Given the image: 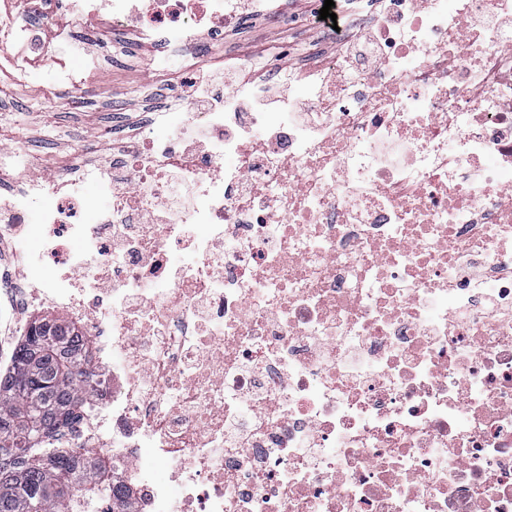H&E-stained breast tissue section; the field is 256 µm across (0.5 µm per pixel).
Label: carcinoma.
<instances>
[{
  "mask_svg": "<svg viewBox=\"0 0 512 512\" xmlns=\"http://www.w3.org/2000/svg\"><path fill=\"white\" fill-rule=\"evenodd\" d=\"M29 324L0 375V512H134L112 457L62 448L56 436L95 411L89 344L59 318Z\"/></svg>",
  "mask_w": 512,
  "mask_h": 512,
  "instance_id": "carcinoma-1",
  "label": "carcinoma"
}]
</instances>
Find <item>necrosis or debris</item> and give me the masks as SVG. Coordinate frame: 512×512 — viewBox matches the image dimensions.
<instances>
[{"mask_svg":"<svg viewBox=\"0 0 512 512\" xmlns=\"http://www.w3.org/2000/svg\"><path fill=\"white\" fill-rule=\"evenodd\" d=\"M31 2L179 47L238 9ZM389 3L378 69L285 71L301 97L252 112L200 88L170 138L59 177L0 147V184L24 183L0 225L65 270L26 307L108 358L62 442L110 449L137 512H512V0ZM35 25L0 15L23 84ZM199 127L209 150L177 154ZM90 183L112 193L95 224Z\"/></svg>","mask_w":512,"mask_h":512,"instance_id":"obj_1","label":"necrosis or debris"}]
</instances>
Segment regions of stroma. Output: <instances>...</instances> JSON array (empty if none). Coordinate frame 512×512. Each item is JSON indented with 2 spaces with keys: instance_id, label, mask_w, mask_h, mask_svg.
<instances>
[{
  "instance_id": "1",
  "label": "stroma",
  "mask_w": 512,
  "mask_h": 512,
  "mask_svg": "<svg viewBox=\"0 0 512 512\" xmlns=\"http://www.w3.org/2000/svg\"><path fill=\"white\" fill-rule=\"evenodd\" d=\"M278 11L261 16L248 9L236 25L210 36L212 57L225 69L248 67L258 83L279 81L280 67L306 70L338 56L335 31L318 26L314 17L323 0H275ZM347 34L377 31L386 12L385 0H334ZM69 45L35 43V80L17 84L0 73V144L21 143L41 168L56 174L77 165L93 166L122 154L140 129L167 137L185 120L186 100L175 86V71L196 60L194 50L175 51L167 41L139 45L123 32L107 41L79 30ZM282 54L280 65L270 58ZM98 62L81 98L56 81L59 63L84 69ZM40 245L26 233L0 241V306L13 307L11 321H0V368H6L19 342L18 326L28 316L22 303L33 289L34 275L45 269L37 257Z\"/></svg>"
}]
</instances>
